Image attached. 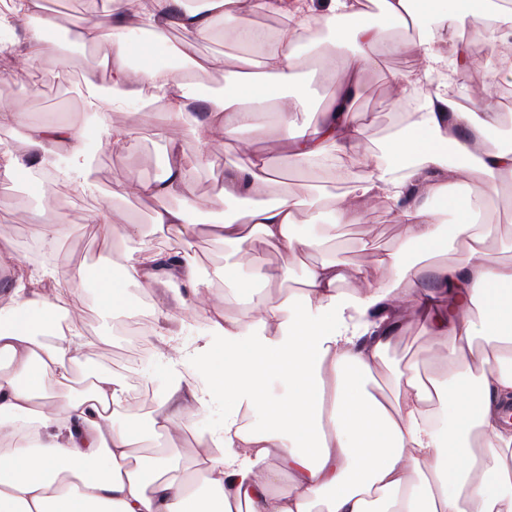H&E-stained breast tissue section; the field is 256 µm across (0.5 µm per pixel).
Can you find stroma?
<instances>
[{"instance_id":"obj_1","label":"stroma","mask_w":512,"mask_h":512,"mask_svg":"<svg viewBox=\"0 0 512 512\" xmlns=\"http://www.w3.org/2000/svg\"><path fill=\"white\" fill-rule=\"evenodd\" d=\"M64 34L62 25L50 27L47 36L55 47L54 53L34 63L17 58L16 66L20 71L18 78L0 75V106H15L25 114L23 123L0 128V145L24 156L29 152L30 125L45 122L49 117L77 125L84 133L81 157L70 156L62 147L57 149L55 156L59 161L70 164L79 176L87 178L90 188L79 194L65 184L47 186L44 180L33 178L28 172L18 176L0 174V242H9L14 250H21L23 240L32 237L37 222L43 221L46 214L57 208L64 211V223L81 225V232L71 235L57 247L59 260L55 267L62 274L79 268L84 271L80 299L72 314L73 321L81 326L91 342L82 363L90 374L106 371L121 377L131 390L136 388L138 381H147L151 394L155 395L167 381L166 359L154 354L143 359L137 358L126 338L116 332L113 318L104 317L95 307L101 270L112 260L113 253L100 244L94 225L86 221L87 216L95 213L104 202H111L108 218L112 223L135 222L152 236L159 249L179 252L197 262L202 277L209 281V289L202 299H189L185 309L191 325L185 329L178 343L185 355L193 353L203 343V308L223 306L233 312L240 311V304L230 297L223 280L213 275L214 270L224 264L237 262L238 256L233 246L203 234L180 242L169 239L152 222L156 210L169 206V199H148L134 193L113 198L112 192L116 185L126 182L130 175L144 178L153 176L160 154L154 133L164 125V115L142 111L134 115L113 113V127L134 124L138 138L123 152L106 147L87 104L84 75L87 71H94L99 89L106 92L110 89L109 73L103 67L93 66L86 47L67 42ZM188 53L198 57L217 56L224 60L222 67L208 71L198 84L195 107L198 114L202 115L221 98L225 74L235 70L239 51L221 40H201L189 47ZM418 64L417 57L409 51L377 54L363 72L360 79L361 93L354 108L361 116L365 146L374 149L382 145L391 128L404 117L403 111L393 106L388 73L413 70ZM36 75L60 79L61 97L55 105H45L39 94L34 92L29 79ZM257 123L259 132H242L241 141L251 144L257 135H264L263 146L273 169L283 177L285 186L298 196H305L307 186L314 183L330 184L332 191L338 194L350 192V185L334 182L329 171L299 168L289 163L287 154L277 140L272 115L260 113ZM228 159L223 138H216L211 144L210 166L195 172L185 184L184 194L207 207L221 201L220 192L224 186ZM225 203L230 208L237 205L233 199ZM402 230V225L395 223L385 203H372L368 205L361 223L337 227L335 240L323 250L322 255L350 267L369 269L375 267L378 260L397 244ZM223 421L224 400L219 397L209 404L203 414L193 417L191 429L177 432L170 439H150L148 445L164 448L168 443H175L180 450L181 464L186 467L192 464L198 454L197 434L207 432Z\"/></svg>"}]
</instances>
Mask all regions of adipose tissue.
Listing matches in <instances>:
<instances>
[{
  "label": "adipose tissue",
  "mask_w": 512,
  "mask_h": 512,
  "mask_svg": "<svg viewBox=\"0 0 512 512\" xmlns=\"http://www.w3.org/2000/svg\"><path fill=\"white\" fill-rule=\"evenodd\" d=\"M379 20L360 0H107L89 4L81 38L95 47L112 77V90H96L89 107L107 146L127 149L133 126L114 129L113 113L130 104L165 113L169 126L190 127L199 144L186 156L163 129L164 163L152 179L132 176L118 195L135 192L181 203L155 212L153 222L175 239L208 225L213 238L248 257L261 240L281 257L264 279L285 283L303 255L320 251L317 232L297 233L302 218L330 210L336 223H360L371 200H385L403 233L375 270L325 259L309 268L302 288L273 298L256 292L234 264L215 272L250 306L248 316L208 312L198 350L204 374L185 378L171 370L150 419L155 436L186 425L175 407L205 409L216 396L226 403L224 423L198 435L204 484L174 476L175 448L142 452L140 429L121 423L125 383L97 374L89 391H72V370L87 347L76 324L57 326L59 311L76 301L75 288L45 289L51 266H34L12 283L0 306V512H512V429L502 411L512 403V260L494 246L500 227L475 221L478 205L512 180V146L491 136L500 113L462 110L449 98V71L466 61L475 42L512 44V23H493L497 0H380ZM286 18L269 34L249 17ZM10 52L34 62L52 52L51 24L39 0H18L9 20ZM413 25L410 45L421 66L393 71L390 84L408 98L422 95L410 113L369 153L352 103L371 50L397 53L393 28ZM183 34L181 46L169 40ZM472 29L476 41H457ZM232 39L249 46L226 76L227 89L206 121L194 112L192 87L214 59H187L183 68L157 65L150 48L183 56L200 38ZM333 76L337 92L320 120L300 126L285 105L301 59L310 48ZM276 103V126L290 161L311 166L335 161L334 176L352 183L351 198L319 189L301 208L282 189L256 199L269 157L249 148L229 166L223 195L247 200L243 209L214 211L183 197L191 172L208 160L215 137L233 142L256 129L253 104ZM81 128L45 123L32 129L31 154L0 151V168L27 169L29 161L52 180L73 183L70 168L51 164L55 147L79 152ZM467 194H456L459 186ZM454 222H438L441 212ZM103 246L125 249L107 265L99 291L104 314L126 310L127 285L150 291L178 286L190 296L208 287L191 260L155 248L135 224H113L105 212L89 218ZM437 281L444 301L430 306L423 282ZM439 364L388 362L392 336L416 311ZM384 370L391 394L378 392ZM221 449L213 457L212 449Z\"/></svg>",
  "instance_id": "adipose-tissue-1"
}]
</instances>
